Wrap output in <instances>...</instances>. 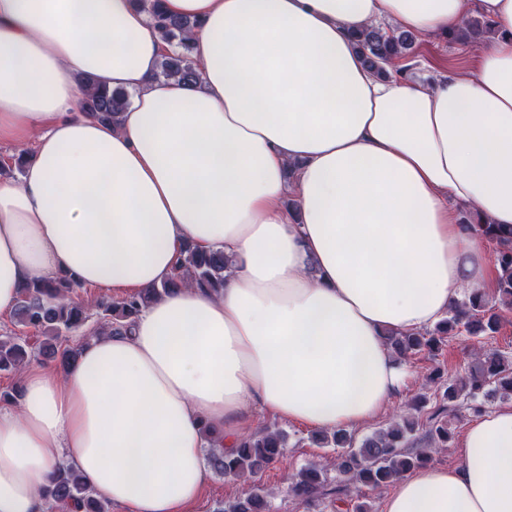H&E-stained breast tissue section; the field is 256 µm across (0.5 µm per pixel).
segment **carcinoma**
Here are the masks:
<instances>
[{
  "instance_id": "obj_1",
  "label": "carcinoma",
  "mask_w": 512,
  "mask_h": 512,
  "mask_svg": "<svg viewBox=\"0 0 512 512\" xmlns=\"http://www.w3.org/2000/svg\"><path fill=\"white\" fill-rule=\"evenodd\" d=\"M155 23L161 39L177 47L164 56L159 76L177 78L186 84H195L198 73L189 62V34L199 22L188 18L166 15L161 0H135ZM494 32L487 18L469 19L448 32V40H468L477 46ZM414 36L407 32L385 31L377 26L354 36L355 46L364 63L376 77L391 76L388 66L409 53ZM88 88L84 100L85 111L103 120L116 121L129 105L128 94L99 86L93 78H82ZM469 230L481 234L498 245L497 292L501 307L512 309V228L502 230L492 224H481L474 213L461 219ZM229 260L222 251L202 252L188 247L181 252L175 274L169 280L137 295H127L119 301L97 297L92 302L78 303L70 299L74 286L66 281H33L20 295L13 315L16 325L33 332V336H7L0 339V371L17 372L27 360L39 354L46 359H57L67 367L73 362L80 347L63 344L62 337L81 330L91 316L97 317L96 333L119 334L149 303L189 281L196 287L219 293L224 288V273ZM500 315L487 307L484 293L473 290L465 299L455 302L448 319L423 332L391 333L387 337L390 348L400 359L425 351L434 356L447 338L464 330L470 336H484L496 332ZM500 396H512V361L498 352L480 354L464 375L444 387L443 403L427 418L428 427L409 415L392 422L384 430L375 432L354 444V436L341 428L318 432L319 440L342 449L332 466L310 464L292 475L289 491L298 497L311 499L328 482L329 468L336 470V500L351 507L352 512H371L363 489L381 490L416 468L425 466L432 454L448 447L452 438L448 424L439 415L457 403L479 414L485 401ZM287 434L276 426H265L242 439L230 454L210 450L208 463L220 476L240 478L246 488L233 502L219 512H268L264 488L259 483L263 472L274 464L281 449L286 447ZM41 495L49 508H65L69 512H108V504L97 499L92 487L76 470L62 465L50 483L41 488Z\"/></svg>"
}]
</instances>
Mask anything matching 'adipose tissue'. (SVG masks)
Listing matches in <instances>:
<instances>
[{"instance_id":"ef3b65f1","label":"adipose tissue","mask_w":512,"mask_h":512,"mask_svg":"<svg viewBox=\"0 0 512 512\" xmlns=\"http://www.w3.org/2000/svg\"><path fill=\"white\" fill-rule=\"evenodd\" d=\"M198 20L196 85L158 78L171 45L132 0H0V315L32 280L137 293L185 245L221 250V294L152 302L67 373L26 366L0 406V512H46L59 465L129 512H191L205 450L258 415L318 429L371 420L408 370L385 332L446 318L490 285L458 221L512 225V0H163ZM497 34L475 71L378 79L353 33L444 37L471 11ZM131 94L83 111L82 77ZM461 463L400 479L384 512H512V403L465 432Z\"/></svg>"}]
</instances>
